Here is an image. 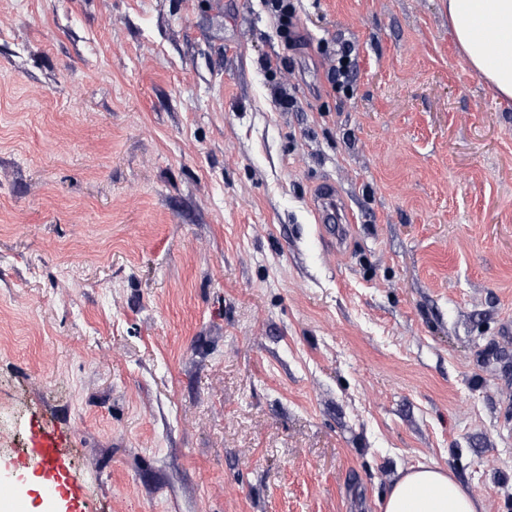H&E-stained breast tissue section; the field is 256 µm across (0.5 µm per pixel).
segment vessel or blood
Returning <instances> with one entry per match:
<instances>
[{
    "label": "vessel or blood",
    "mask_w": 512,
    "mask_h": 512,
    "mask_svg": "<svg viewBox=\"0 0 512 512\" xmlns=\"http://www.w3.org/2000/svg\"><path fill=\"white\" fill-rule=\"evenodd\" d=\"M337 202L334 187L323 188L319 196L317 211L327 225L328 233H335L333 223ZM22 463H34L43 474L45 493L72 502H81L88 494L82 479L74 472L64 454L56 434L44 427L32 429L29 446L21 455Z\"/></svg>",
    "instance_id": "obj_1"
}]
</instances>
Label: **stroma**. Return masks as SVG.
<instances>
[{
    "label": "stroma",
    "mask_w": 512,
    "mask_h": 512,
    "mask_svg": "<svg viewBox=\"0 0 512 512\" xmlns=\"http://www.w3.org/2000/svg\"><path fill=\"white\" fill-rule=\"evenodd\" d=\"M294 3L290 46L265 0H0V477L31 512L36 425L92 512H381L420 463L512 512V102L447 0ZM329 46L325 49L331 56L333 65L330 68L332 87L337 92L352 94V75L354 73L355 58L353 57L354 50L349 45L339 47L338 49L332 48L328 50ZM348 59V62L344 61ZM337 202L336 191L334 187H324L319 196L318 213L321 214L323 222L327 223L328 235H336V225L329 224L334 222L335 205Z\"/></svg>",
    "instance_id": "35a3bbf8"
}]
</instances>
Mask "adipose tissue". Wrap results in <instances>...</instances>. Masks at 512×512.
Instances as JSON below:
<instances>
[{
    "label": "adipose tissue",
    "mask_w": 512,
    "mask_h": 512,
    "mask_svg": "<svg viewBox=\"0 0 512 512\" xmlns=\"http://www.w3.org/2000/svg\"><path fill=\"white\" fill-rule=\"evenodd\" d=\"M448 25L464 59L500 98L512 100V0H448ZM502 42L491 53L487 34ZM381 512H484L480 498L447 471L420 465L400 472Z\"/></svg>",
    "instance_id": "adipose-tissue-1"
}]
</instances>
